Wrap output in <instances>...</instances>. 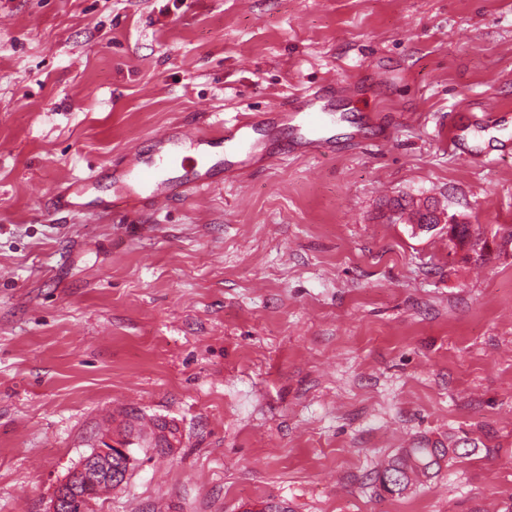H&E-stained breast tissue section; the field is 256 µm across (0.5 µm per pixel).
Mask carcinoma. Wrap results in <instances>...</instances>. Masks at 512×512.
I'll use <instances>...</instances> for the list:
<instances>
[{
    "label": "carcinoma",
    "mask_w": 512,
    "mask_h": 512,
    "mask_svg": "<svg viewBox=\"0 0 512 512\" xmlns=\"http://www.w3.org/2000/svg\"><path fill=\"white\" fill-rule=\"evenodd\" d=\"M446 448H403L375 474L379 487L390 495H401L420 478H430L442 468Z\"/></svg>",
    "instance_id": "cac0c4a2"
}]
</instances>
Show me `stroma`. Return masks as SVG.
Segmentation results:
<instances>
[{
    "instance_id": "obj_1",
    "label": "stroma",
    "mask_w": 512,
    "mask_h": 512,
    "mask_svg": "<svg viewBox=\"0 0 512 512\" xmlns=\"http://www.w3.org/2000/svg\"><path fill=\"white\" fill-rule=\"evenodd\" d=\"M329 80L335 152L285 129L203 201L51 211L169 125ZM503 105L512 0H0V512L105 441L134 464L90 512H512V251L405 218L512 225V155L476 156L512 123L469 124ZM423 444L441 470L377 491ZM448 448H403L375 474L379 487L390 495H402L420 478H431L442 468Z\"/></svg>"
}]
</instances>
